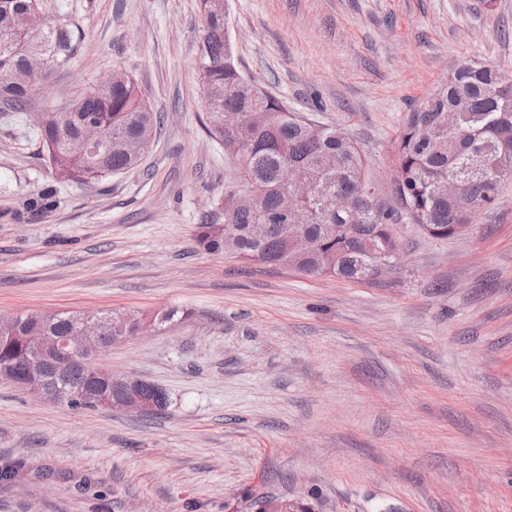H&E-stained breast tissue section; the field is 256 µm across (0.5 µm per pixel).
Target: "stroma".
<instances>
[{"mask_svg": "<svg viewBox=\"0 0 512 512\" xmlns=\"http://www.w3.org/2000/svg\"><path fill=\"white\" fill-rule=\"evenodd\" d=\"M245 75L342 128L380 197L389 145L448 69L512 73V0H226ZM71 66L32 91L54 112L112 71L161 113L134 169L60 181L0 118V316L112 309L182 318L108 367L163 387L139 415L76 409L0 381V512H512V178L467 232L399 224L373 281L308 277L204 250L197 224L234 173L205 130L197 0H49Z\"/></svg>", "mask_w": 512, "mask_h": 512, "instance_id": "stroma-1", "label": "stroma"}]
</instances>
